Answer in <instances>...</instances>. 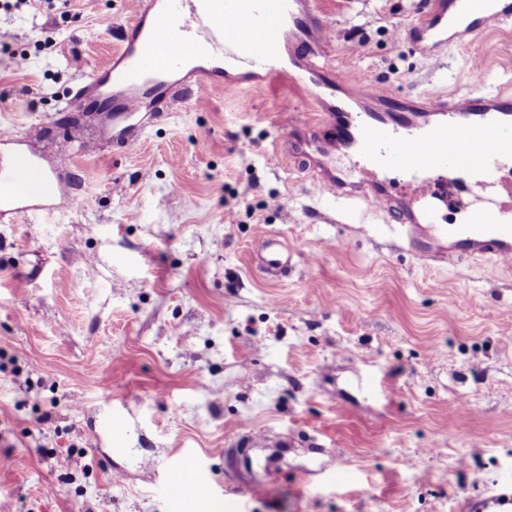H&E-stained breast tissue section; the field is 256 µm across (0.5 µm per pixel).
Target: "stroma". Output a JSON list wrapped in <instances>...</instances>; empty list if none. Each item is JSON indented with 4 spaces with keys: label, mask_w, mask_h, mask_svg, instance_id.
I'll return each instance as SVG.
<instances>
[{
    "label": "stroma",
    "mask_w": 512,
    "mask_h": 512,
    "mask_svg": "<svg viewBox=\"0 0 512 512\" xmlns=\"http://www.w3.org/2000/svg\"><path fill=\"white\" fill-rule=\"evenodd\" d=\"M313 2L349 81L460 94L478 68L512 91V25L437 61L403 35L426 0ZM130 19L128 0L0 9V121L72 197L0 217V512H173L157 487L181 461L218 512H453L512 481V269L431 264L389 214L318 192L275 145L288 108L321 109L288 84L212 89L131 146L68 109ZM270 236L292 252L277 280L253 262ZM102 406L121 435L93 436Z\"/></svg>",
    "instance_id": "stroma-1"
}]
</instances>
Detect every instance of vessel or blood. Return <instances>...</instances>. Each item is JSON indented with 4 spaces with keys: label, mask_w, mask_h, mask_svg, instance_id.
I'll return each instance as SVG.
<instances>
[{
    "label": "vessel or blood",
    "mask_w": 512,
    "mask_h": 512,
    "mask_svg": "<svg viewBox=\"0 0 512 512\" xmlns=\"http://www.w3.org/2000/svg\"><path fill=\"white\" fill-rule=\"evenodd\" d=\"M132 8L121 48L73 92L72 108L86 109L95 96L111 95L112 129L122 134L146 103H165L177 86L186 87L184 101L195 108L207 89L226 82L285 81L299 91L323 89L324 110L316 118L328 136H316L297 111L286 138L290 156L318 168V190L396 214L395 231L422 258L512 264V209L492 201L466 211L461 222L441 217L448 183L464 178L469 193L480 196L496 191L499 173L512 168V140L497 136L500 127L512 124L511 92H436L417 107L389 97L381 107L359 108L336 96L340 80L321 60L325 23L310 0H133ZM511 22L512 0H429L409 37L417 50L431 52L446 45L449 34ZM14 139L13 129L1 124L0 214L64 203L58 168L35 164L14 148ZM352 155L364 160L354 172L342 166ZM258 264L268 274L285 275L288 251L265 242ZM163 491L177 512H197L210 495L205 477L189 481L175 467ZM458 512H512V483L461 499Z\"/></svg>",
    "instance_id": "1"
}]
</instances>
